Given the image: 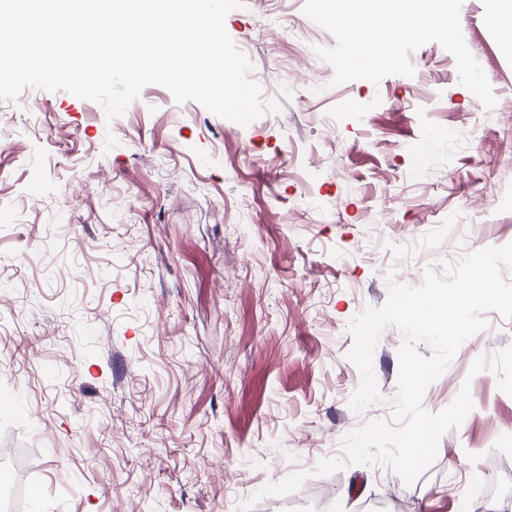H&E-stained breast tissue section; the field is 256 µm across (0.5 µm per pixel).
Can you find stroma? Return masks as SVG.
Instances as JSON below:
<instances>
[{
  "mask_svg": "<svg viewBox=\"0 0 512 512\" xmlns=\"http://www.w3.org/2000/svg\"><path fill=\"white\" fill-rule=\"evenodd\" d=\"M464 0L497 102L437 43L413 76L332 85L333 36L304 0H245L226 29L279 112L246 126L145 87L114 121L68 92L0 101V449L18 512H512V396L473 361L512 345L489 312L426 389L473 409L407 484L382 464L316 474L360 385L349 322L387 272L512 242V46ZM321 81L310 95L308 79ZM435 142L434 157L416 148ZM403 337L373 355L392 397Z\"/></svg>",
  "mask_w": 512,
  "mask_h": 512,
  "instance_id": "35a3bbf8",
  "label": "stroma"
}]
</instances>
